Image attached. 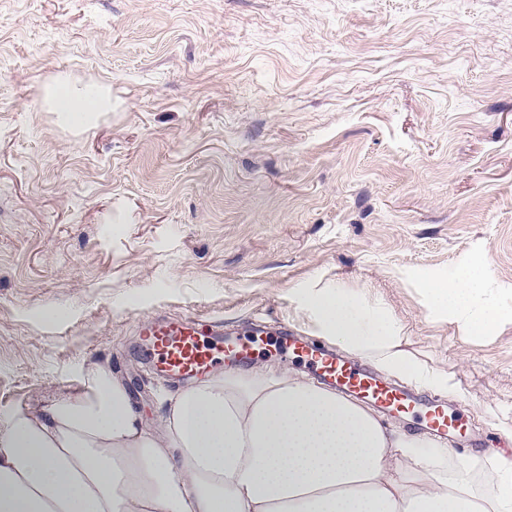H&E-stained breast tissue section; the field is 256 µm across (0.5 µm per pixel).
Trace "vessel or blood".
I'll return each instance as SVG.
<instances>
[{"label":"vessel or blood","mask_w":512,"mask_h":512,"mask_svg":"<svg viewBox=\"0 0 512 512\" xmlns=\"http://www.w3.org/2000/svg\"><path fill=\"white\" fill-rule=\"evenodd\" d=\"M138 334L139 349L155 373L179 386L209 376L219 356H226L233 364H244L258 348L257 342L252 340L225 338L222 322L200 315L150 316L140 321ZM282 346L300 352L312 362L320 378L343 392L370 399L379 407L417 414L419 421L438 435L459 428L457 420L448 417L444 408L429 404L425 409H418L416 399L405 389L386 383L332 352L309 347L288 334L284 335Z\"/></svg>","instance_id":"vessel-or-blood-1"}]
</instances>
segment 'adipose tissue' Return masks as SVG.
<instances>
[{
  "instance_id": "adipose-tissue-1",
  "label": "adipose tissue",
  "mask_w": 512,
  "mask_h": 512,
  "mask_svg": "<svg viewBox=\"0 0 512 512\" xmlns=\"http://www.w3.org/2000/svg\"><path fill=\"white\" fill-rule=\"evenodd\" d=\"M45 100L83 126L112 92L61 77ZM429 303L467 332L502 318L485 276L432 285ZM307 306L323 339L351 356L447 387L380 305L339 286ZM452 454L298 372L228 367L153 420L120 374L95 363L78 392L0 426V512H512L511 455L484 448L452 468ZM476 469L491 491L475 485Z\"/></svg>"
}]
</instances>
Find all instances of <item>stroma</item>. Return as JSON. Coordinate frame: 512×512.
Returning <instances> with one entry per match:
<instances>
[{
    "label": "stroma",
    "instance_id": "obj_1",
    "mask_svg": "<svg viewBox=\"0 0 512 512\" xmlns=\"http://www.w3.org/2000/svg\"><path fill=\"white\" fill-rule=\"evenodd\" d=\"M512 0H0V422L111 365L177 394L141 319L326 348L343 284L451 377L458 455L512 444ZM112 89L75 127L43 90ZM486 274L507 319L466 333L428 289Z\"/></svg>",
    "mask_w": 512,
    "mask_h": 512
}]
</instances>
